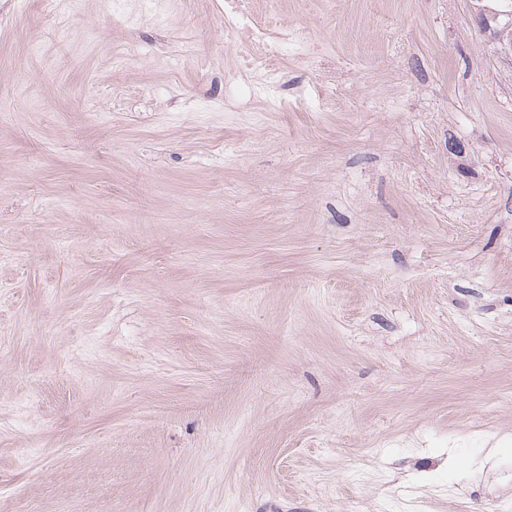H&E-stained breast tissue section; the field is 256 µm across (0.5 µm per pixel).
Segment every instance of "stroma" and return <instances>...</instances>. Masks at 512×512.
<instances>
[{
  "label": "stroma",
  "mask_w": 512,
  "mask_h": 512,
  "mask_svg": "<svg viewBox=\"0 0 512 512\" xmlns=\"http://www.w3.org/2000/svg\"><path fill=\"white\" fill-rule=\"evenodd\" d=\"M0 0V512L512 507V60L473 0H251L241 47ZM219 18L224 22V35L245 49L237 65L226 73L224 98L234 101L243 111L264 112L252 104L261 95L281 91L282 70L278 58L288 55L306 58L312 54L311 47L298 38H290L288 30L280 33L277 40H271L269 29L253 24L239 0H231Z\"/></svg>",
  "instance_id": "stroma-1"
}]
</instances>
